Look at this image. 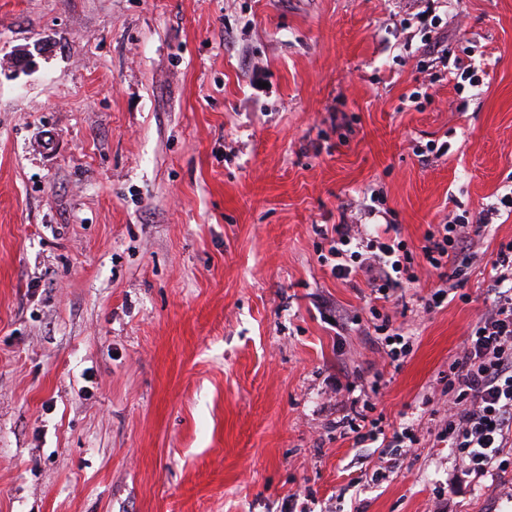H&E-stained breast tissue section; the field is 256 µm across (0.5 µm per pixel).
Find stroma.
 Segmentation results:
<instances>
[{"mask_svg":"<svg viewBox=\"0 0 512 512\" xmlns=\"http://www.w3.org/2000/svg\"><path fill=\"white\" fill-rule=\"evenodd\" d=\"M511 186L512 0H0V512H512V446L467 473L431 418L512 215L431 309L321 232L374 194L416 249Z\"/></svg>","mask_w":512,"mask_h":512,"instance_id":"stroma-1","label":"stroma"}]
</instances>
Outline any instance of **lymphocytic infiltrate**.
<instances>
[{
	"mask_svg": "<svg viewBox=\"0 0 512 512\" xmlns=\"http://www.w3.org/2000/svg\"><path fill=\"white\" fill-rule=\"evenodd\" d=\"M365 211L373 227L332 226V273L360 276L386 300L402 284L418 283L415 269L423 266L438 272L442 283L431 295L434 305L445 294L444 284L467 270L481 226L490 219L485 213L479 223L469 224L459 215L430 225L419 250L413 251L392 235L390 224L381 223L376 204L366 205ZM492 269L495 292L448 365V407L439 432L456 448L465 470L475 474L512 442V242L501 244Z\"/></svg>",
	"mask_w": 512,
	"mask_h": 512,
	"instance_id": "f902f5d3",
	"label": "lymphocytic infiltrate"
}]
</instances>
